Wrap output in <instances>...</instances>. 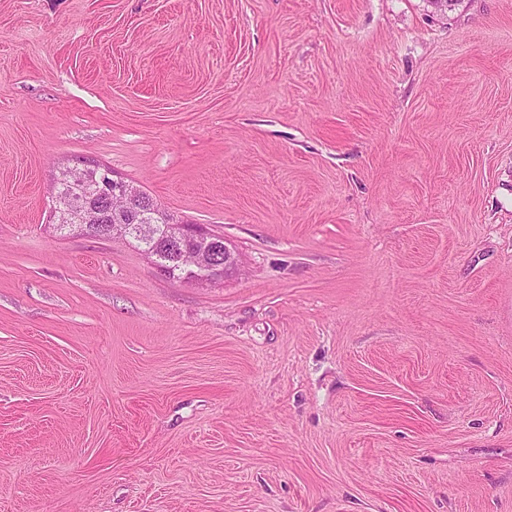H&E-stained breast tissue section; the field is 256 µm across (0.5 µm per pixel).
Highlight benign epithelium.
<instances>
[{"label": "benign epithelium", "mask_w": 512, "mask_h": 512, "mask_svg": "<svg viewBox=\"0 0 512 512\" xmlns=\"http://www.w3.org/2000/svg\"><path fill=\"white\" fill-rule=\"evenodd\" d=\"M88 169L67 168L57 178L52 197L56 223L80 235L135 236L149 243L167 245L193 253L189 262L181 261L185 279L201 286L215 284L224 274L235 271L238 262L224 238L210 232L204 224H169L160 205L142 190L113 178L107 170H96L89 183ZM112 223H105L106 212Z\"/></svg>", "instance_id": "benign-epithelium-1"}]
</instances>
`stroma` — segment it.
<instances>
[{"label": "stroma", "instance_id": "obj_1", "mask_svg": "<svg viewBox=\"0 0 512 512\" xmlns=\"http://www.w3.org/2000/svg\"><path fill=\"white\" fill-rule=\"evenodd\" d=\"M0 512H512V0H0ZM95 172L92 186L88 179L90 169L67 168L60 172L52 197L56 224H64L80 235L143 239L149 242L137 241L143 245V252L161 262L167 261L175 274L180 272V264L186 272L183 279L201 286L215 284L223 280L228 271L237 270L238 262L232 249L224 238L214 235L206 225L167 224L161 206L145 192L114 179L107 170L97 169ZM115 202L120 203V207H113ZM108 211L112 215L108 214L106 218ZM105 218L109 224H104ZM94 228L101 231L95 233ZM159 241L174 249L185 246V251L193 253L192 261L182 259L179 263V251L163 245L158 246L162 254L159 255L150 244Z\"/></svg>", "mask_w": 512, "mask_h": 512}]
</instances>
